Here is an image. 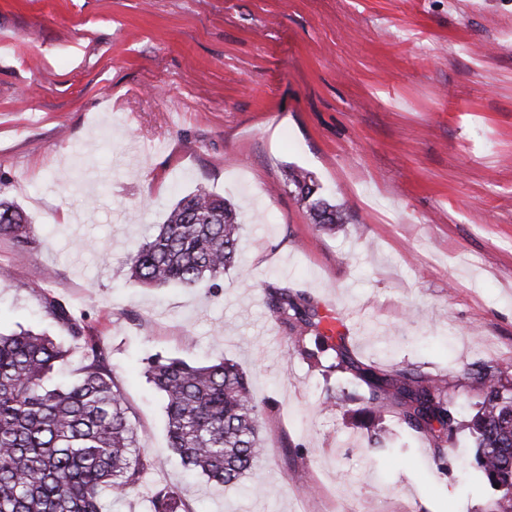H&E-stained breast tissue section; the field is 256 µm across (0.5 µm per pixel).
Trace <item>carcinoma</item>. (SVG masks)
Masks as SVG:
<instances>
[{
	"mask_svg": "<svg viewBox=\"0 0 512 512\" xmlns=\"http://www.w3.org/2000/svg\"><path fill=\"white\" fill-rule=\"evenodd\" d=\"M286 185L316 226L331 231L347 223L305 170H290ZM240 229L234 207L198 187L130 256L131 278L149 287L207 280L219 288L237 261ZM0 237L21 248L32 244L27 216L2 199ZM43 302L63 340L25 329L0 334V512H102L105 494L124 496L144 487L152 457L140 446L103 339L68 304L47 296ZM266 305L294 355L310 368L339 374L344 387L336 405L352 401L345 388L360 390L359 413L376 424L394 414L408 433L428 443L437 464L451 451L455 431L466 427L475 437L474 462L497 492L485 512H512V380L503 372L484 367L469 374L478 400L463 421L448 399L447 380L354 360L347 336L326 326L334 316L306 293L270 284ZM75 350L84 359L81 371L55 381L56 366ZM146 374L164 399L168 447L211 481L240 482L260 458L264 414L246 373L227 359L194 365L155 354ZM149 499L151 512H186L171 487H154Z\"/></svg>",
	"mask_w": 512,
	"mask_h": 512,
	"instance_id": "carcinoma-1",
	"label": "carcinoma"
}]
</instances>
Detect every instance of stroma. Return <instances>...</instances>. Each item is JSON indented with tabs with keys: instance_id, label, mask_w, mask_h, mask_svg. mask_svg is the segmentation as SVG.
Wrapping results in <instances>:
<instances>
[{
	"instance_id": "stroma-1",
	"label": "stroma",
	"mask_w": 512,
	"mask_h": 512,
	"mask_svg": "<svg viewBox=\"0 0 512 512\" xmlns=\"http://www.w3.org/2000/svg\"><path fill=\"white\" fill-rule=\"evenodd\" d=\"M310 172L348 222L315 228L286 186ZM240 215L221 288H148L129 257L197 187ZM0 197L32 245L0 239V333L58 336L32 291L102 336L149 448L147 484L189 512H483L468 431L438 469L395 416L327 406L265 287L340 313L364 362L447 377L512 372V0H0ZM161 353L237 362L265 403L242 482L186 469L145 376ZM304 467L308 482L291 475Z\"/></svg>"
}]
</instances>
